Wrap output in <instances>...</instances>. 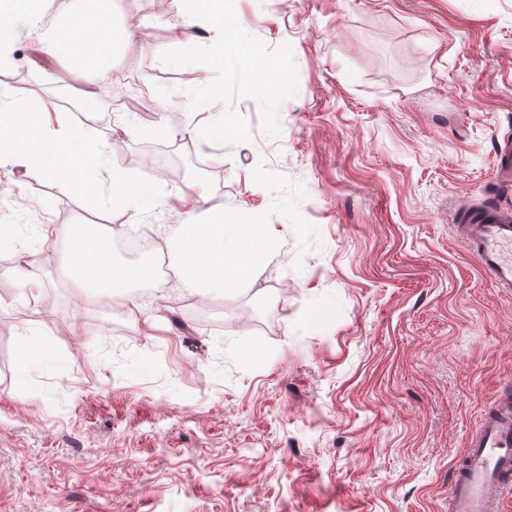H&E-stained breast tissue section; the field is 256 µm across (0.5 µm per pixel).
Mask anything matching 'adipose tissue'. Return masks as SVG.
Segmentation results:
<instances>
[{
    "instance_id": "ef3b65f1",
    "label": "adipose tissue",
    "mask_w": 512,
    "mask_h": 512,
    "mask_svg": "<svg viewBox=\"0 0 512 512\" xmlns=\"http://www.w3.org/2000/svg\"><path fill=\"white\" fill-rule=\"evenodd\" d=\"M45 0H0V69L14 63L21 37L35 41L40 51L65 63L85 77L112 66L111 6L86 12L64 0L52 26L44 24ZM40 172L62 184L81 183L90 199L108 197L111 205L132 203L152 207L155 198L150 177L131 179L111 166L105 142L78 125L70 113L55 104L28 100L0 88V165ZM182 202L186 224L164 240L165 250L183 284L200 291L224 292L245 287L265 263L272 241L264 225L238 221L203 208L198 196ZM42 238L64 236L68 242L65 264L79 288L111 305L128 302L127 288L145 279L147 266L118 264L106 238L92 235L85 225L40 224Z\"/></svg>"
}]
</instances>
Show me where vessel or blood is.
Instances as JSON below:
<instances>
[{"label": "vessel or blood", "instance_id": "obj_1", "mask_svg": "<svg viewBox=\"0 0 512 512\" xmlns=\"http://www.w3.org/2000/svg\"><path fill=\"white\" fill-rule=\"evenodd\" d=\"M496 174L512 184V141L499 142ZM463 237L497 287L512 288V217L485 206L461 219ZM512 477V393L501 394L467 443L448 487V512H501L497 491Z\"/></svg>", "mask_w": 512, "mask_h": 512}]
</instances>
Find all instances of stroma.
Returning a JSON list of instances; mask_svg holds the SVG:
<instances>
[{
	"instance_id": "1",
	"label": "stroma",
	"mask_w": 512,
	"mask_h": 512,
	"mask_svg": "<svg viewBox=\"0 0 512 512\" xmlns=\"http://www.w3.org/2000/svg\"><path fill=\"white\" fill-rule=\"evenodd\" d=\"M182 0H117L116 28L154 33L116 47L94 84L18 45L24 96L73 99L150 85L156 107L109 143L129 177L155 178L142 212L0 168V512H448L469 433L512 381V292L465 247L462 213L512 212L494 179L512 132V0H233L224 27L259 49L253 84L220 70L196 30L181 57ZM223 73L204 112L223 138L184 145L162 95ZM164 125L172 136L155 132ZM167 147L162 166L142 159ZM197 169L175 182L170 169ZM267 226L274 246L246 288L174 283L111 307L73 288L39 224L184 223L179 198ZM34 261L38 301L14 278ZM32 336L57 356L19 366Z\"/></svg>"
}]
</instances>
